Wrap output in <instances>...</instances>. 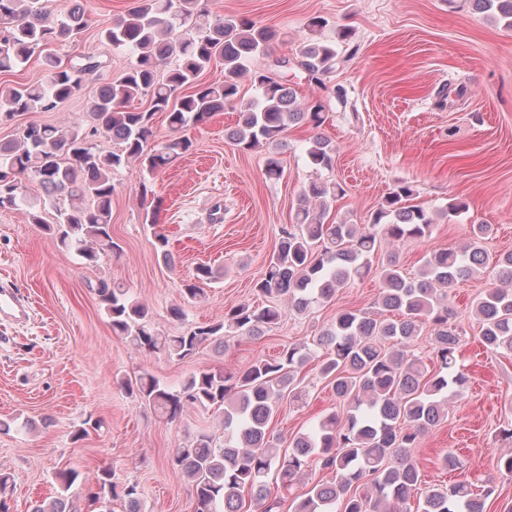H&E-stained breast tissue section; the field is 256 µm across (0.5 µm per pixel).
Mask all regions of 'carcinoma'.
Masks as SVG:
<instances>
[{
	"mask_svg": "<svg viewBox=\"0 0 512 512\" xmlns=\"http://www.w3.org/2000/svg\"><path fill=\"white\" fill-rule=\"evenodd\" d=\"M469 3L512 28V0ZM89 22L79 7L59 18L44 0H0V72L28 62L43 44L74 39ZM102 34L113 47L129 51L134 61L119 80L99 89L91 106V130L31 123L19 139L0 143V208L27 206L32 223H43L22 178L37 181L55 208L52 232L61 245L89 263L114 246V170L133 166L142 179L155 177L192 146L185 131L228 107L239 114L232 142L244 151L267 148L265 175L278 179L283 176L278 149L288 129L304 120L315 128L326 121L323 105L303 107L287 83L247 68V60L269 54L277 31L245 17H212L208 0H139ZM350 37L349 30L338 31V39ZM336 40H311L299 49L296 67L308 80L321 83L333 71ZM173 56L176 65L165 80H158V71ZM214 65L224 70V81L198 82ZM102 67L96 56L81 54L64 67H54L41 83L9 89L0 96V120L19 112L54 110L80 89L84 76ZM242 76L258 89L257 97L244 105L238 101ZM141 98L149 100L145 110L132 106ZM157 112L168 114L171 135L149 151ZM97 134L116 141L119 150L100 153L90 142ZM307 156L315 171L330 170L336 148L316 135ZM342 194L337 183L311 181L300 197L295 223L281 228L277 251L257 288L264 295L283 297L288 308L243 303L226 310L222 321L181 336H161L145 305L133 301L125 288L101 279L94 291L112 332L139 350L178 360L205 343L220 345L231 335L259 339L285 311L305 314L368 274L370 257L382 252L383 245L421 241L435 224L434 212L411 203L413 189L406 184L388 193L366 224L325 223L328 201ZM63 198L68 205L60 204ZM149 223L156 248L172 263L169 239L157 229L156 216H150ZM491 231L490 224L472 225L469 242L430 252L411 277L403 272L397 254L387 253L374 309L341 311L312 343L291 344L275 358L257 359L238 375L201 371L178 386L147 372L121 381L171 423L190 409L218 413L224 442L201 432L177 449L172 460L190 483L194 512H242L245 489L261 512H280L284 499L271 498L268 474L278 470L283 487L289 488L314 464L334 473V479L293 497L288 512H487V501L496 492L493 483L479 491L467 481L422 490L410 449L448 417L449 406L469 382L458 364L462 328L448 303L447 288L487 265L489 257L480 241ZM493 270L494 286L473 305L472 315L481 324L479 340L486 349L512 351V252L496 256ZM213 278L210 267H198L195 281L184 284V295L201 297V284ZM424 326L433 346L432 370L411 350ZM311 359L318 361L319 376L340 411L295 436L282 454L270 439L268 425L284 398L303 400L305 390L296 376ZM501 437L508 449L501 453L499 466L512 475V429L503 430ZM76 480L73 470L58 472L59 492L35 503L32 512H85L100 499L121 502L124 512H144L137 486L114 482L107 469L97 474L95 487L83 496L70 492Z\"/></svg>",
	"mask_w": 512,
	"mask_h": 512,
	"instance_id": "cac0c4a2",
	"label": "carcinoma"
}]
</instances>
